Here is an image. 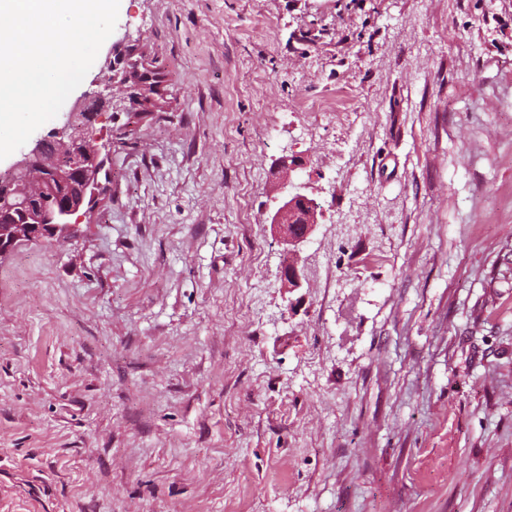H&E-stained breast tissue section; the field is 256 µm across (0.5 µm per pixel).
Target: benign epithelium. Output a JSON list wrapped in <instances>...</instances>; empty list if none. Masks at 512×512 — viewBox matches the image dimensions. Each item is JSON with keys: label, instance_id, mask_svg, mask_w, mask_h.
I'll use <instances>...</instances> for the list:
<instances>
[{"label": "benign epithelium", "instance_id": "obj_1", "mask_svg": "<svg viewBox=\"0 0 512 512\" xmlns=\"http://www.w3.org/2000/svg\"><path fill=\"white\" fill-rule=\"evenodd\" d=\"M129 47L111 48L98 76L104 89L132 91L133 70ZM105 105L100 91L86 92L63 115L60 126L20 151L16 160L0 170V261L21 243L34 239L63 238L71 219L95 204V189L104 159L95 145L93 124L99 113L93 101ZM315 199L286 194L274 212L271 225L286 245L288 262L282 267L283 287L293 292L305 279L302 246L318 225Z\"/></svg>", "mask_w": 512, "mask_h": 512}]
</instances>
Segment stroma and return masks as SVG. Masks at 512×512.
<instances>
[{
	"mask_svg": "<svg viewBox=\"0 0 512 512\" xmlns=\"http://www.w3.org/2000/svg\"><path fill=\"white\" fill-rule=\"evenodd\" d=\"M131 40L165 111L0 261V512H512V0H120ZM319 205L315 199L300 192L286 194L274 212L271 225L286 245L288 262L282 267L283 287L293 292L302 286L305 279L301 265L302 246L308 241L318 225Z\"/></svg>",
	"mask_w": 512,
	"mask_h": 512,
	"instance_id": "stroma-1",
	"label": "stroma"
}]
</instances>
